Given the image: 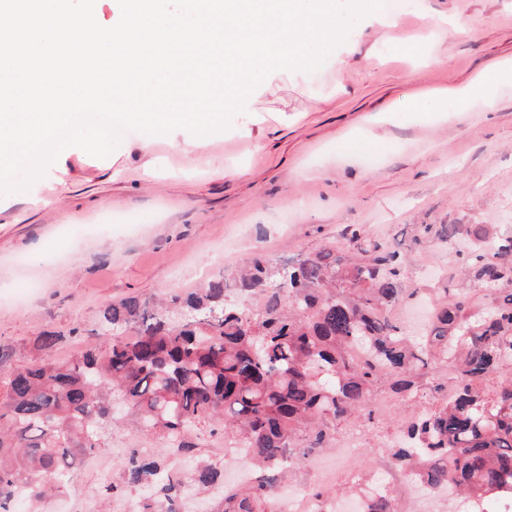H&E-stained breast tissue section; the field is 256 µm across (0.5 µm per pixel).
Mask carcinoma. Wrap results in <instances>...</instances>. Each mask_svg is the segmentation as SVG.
<instances>
[{"label":"carcinoma","mask_w":512,"mask_h":512,"mask_svg":"<svg viewBox=\"0 0 512 512\" xmlns=\"http://www.w3.org/2000/svg\"><path fill=\"white\" fill-rule=\"evenodd\" d=\"M461 273L486 303L446 292L420 341L388 318L402 298L400 253L356 232L282 264L250 258L235 285L219 276L167 305L129 296L100 313L97 340L68 360L48 352L34 363L0 351V512H17L18 489L31 512H46L87 455L108 447L112 424L162 443L157 457L133 452L110 498L145 490L140 512H183L182 491L199 492L223 473L198 461L188 476L166 463L218 434L250 448L259 478L224 494L211 512H276L284 462L306 458L330 439L336 421L360 414L378 383L410 397L432 362L455 368L456 399L401 424L392 457L433 487L468 494L479 512L512 499V375L492 395L483 382L512 370V236L476 228ZM235 289L252 300L240 307ZM365 349L368 358L354 360ZM369 512H398L392 495Z\"/></svg>","instance_id":"cac0c4a2"}]
</instances>
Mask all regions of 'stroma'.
<instances>
[{
  "label": "stroma",
  "instance_id": "obj_1",
  "mask_svg": "<svg viewBox=\"0 0 512 512\" xmlns=\"http://www.w3.org/2000/svg\"><path fill=\"white\" fill-rule=\"evenodd\" d=\"M397 28L365 25L340 47L347 64L265 79L251 112L197 149L183 131L120 134L104 158L65 148L28 188L0 193V348L27 361L82 350L101 309L129 297L184 294L233 279L252 253L279 261L352 232L400 251L403 298L414 302L458 275L440 225L512 235V85L494 99L439 110L425 91L462 87L512 60V0H406ZM476 21V31L464 29ZM432 34L444 66L402 56ZM150 139V152L139 144ZM246 169L243 177L231 168ZM395 405L386 430L350 468L362 482L390 454L417 401L378 386Z\"/></svg>",
  "mask_w": 512,
  "mask_h": 512
}]
</instances>
